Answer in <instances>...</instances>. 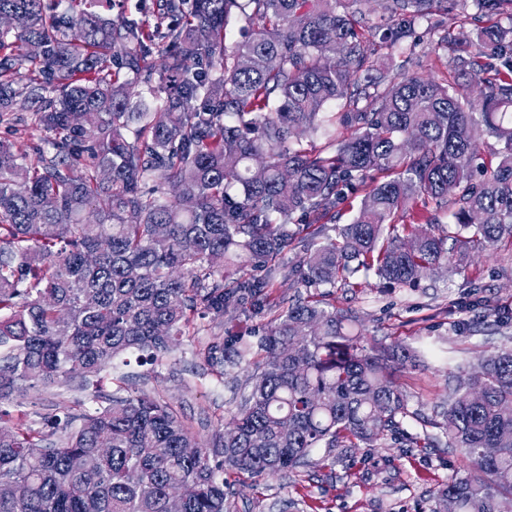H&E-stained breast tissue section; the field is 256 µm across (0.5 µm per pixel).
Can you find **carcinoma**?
Masks as SVG:
<instances>
[{"mask_svg":"<svg viewBox=\"0 0 512 512\" xmlns=\"http://www.w3.org/2000/svg\"><path fill=\"white\" fill-rule=\"evenodd\" d=\"M105 1L61 14L60 0H0L15 20L0 30V124L28 104L46 132L32 155L0 139V401L126 353L160 361L196 318L266 313L291 249L297 288L371 274L401 288L460 271L471 242H512V0H155L151 22L108 18ZM375 10L385 24L367 30ZM453 11L457 32L433 21ZM235 14L248 33L229 48ZM424 22L448 53L440 81L390 66ZM138 85L150 98L132 101ZM320 131L327 146L304 148ZM488 137L500 148L482 161ZM347 190L362 198L340 225ZM416 199L424 222L399 223ZM358 322L282 300L256 343L214 341L206 364L221 378L246 364L251 389L207 444L146 396L0 425V512H226V473L281 475L315 448L388 436L420 447L391 373L423 349L368 346ZM447 380L442 428L469 469L438 506L512 512V347Z\"/></svg>","mask_w":512,"mask_h":512,"instance_id":"obj_1","label":"carcinoma"}]
</instances>
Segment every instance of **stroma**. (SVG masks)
I'll list each match as a JSON object with an SVG mask.
<instances>
[{
  "instance_id": "stroma-1",
  "label": "stroma",
  "mask_w": 512,
  "mask_h": 512,
  "mask_svg": "<svg viewBox=\"0 0 512 512\" xmlns=\"http://www.w3.org/2000/svg\"><path fill=\"white\" fill-rule=\"evenodd\" d=\"M469 254L461 271L427 275L414 288L373 281L358 288L336 287L324 297L337 308L357 310L367 339L426 347L419 367L396 371L392 379L407 395L410 410L423 416L409 422L408 431L427 433L437 446L409 448L386 438L357 448H318L295 472L233 481L227 512H434L439 487L468 468L464 451L448 447L443 429L433 423L434 409L446 395L448 366L467 370L484 351L512 347V323L472 322L477 302L512 309V249L491 254L474 245ZM266 322L250 310L230 308L223 317L194 320L178 349L161 361L133 360L86 382L64 379L17 395L5 408L10 419L38 429L50 415L78 413L114 396L147 394L173 406L206 443L249 393L250 383L247 372L237 368L225 379L210 374L202 354L216 338L258 334Z\"/></svg>"
}]
</instances>
